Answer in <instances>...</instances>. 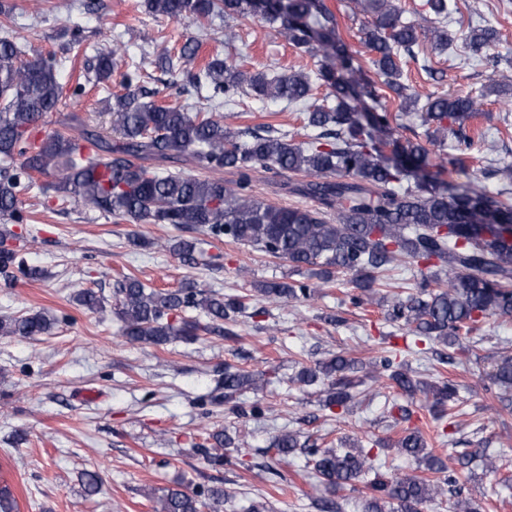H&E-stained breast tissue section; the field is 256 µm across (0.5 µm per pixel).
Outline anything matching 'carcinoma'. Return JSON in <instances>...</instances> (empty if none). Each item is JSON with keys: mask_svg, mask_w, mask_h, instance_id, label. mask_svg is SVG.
I'll use <instances>...</instances> for the list:
<instances>
[{"mask_svg": "<svg viewBox=\"0 0 512 512\" xmlns=\"http://www.w3.org/2000/svg\"><path fill=\"white\" fill-rule=\"evenodd\" d=\"M353 2L354 9L374 16L365 44L375 54L372 65L383 91L401 99L398 112L379 104L377 86L355 78L362 67L336 33L334 16L324 0H223L221 5L216 0H147L150 12L173 20L200 21L220 11L241 17L259 12L278 24L277 32L288 43L314 56L322 53L326 63L318 69L317 79L330 89L336 106L312 105L305 127L314 135L302 144L270 125L235 130L213 112H190L181 105L159 103V91L142 85L137 68L123 74L125 92L113 96L111 130L118 133V140L88 132L83 118L74 112L67 115L63 130L40 137L37 123L56 111L63 98L60 64L52 54L38 53L32 60H23L18 45L1 37L0 214L24 223L27 216L21 196L34 175L51 174L54 189L63 199L88 210L130 224H174L218 240L253 245L288 262L296 272L304 267L318 271L325 284L345 273L351 276L353 288L367 292L380 286L384 273L397 261L421 264L427 273L415 290L392 294L386 310L389 322L409 329L420 341L436 340L452 348L482 319L512 320V193L504 189L491 195L470 184L443 182V169L429 170V146L440 140L427 130L424 144L394 137V123L409 115L416 103L401 83V54L413 55L422 35L431 36L441 48L452 42L447 30L427 26L431 18L448 14L447 0H425L426 13L417 23L403 21L393 0ZM463 39L473 52L480 53L499 40V33L477 27L464 33ZM120 61L117 47L99 52L95 82L109 81ZM503 64L512 65V58L485 57L491 81L487 93L507 92L494 83ZM202 87L217 102L249 92L289 102L311 95L310 79L304 73L247 74L230 58L218 55L194 73L192 87L172 81L171 96ZM479 115L472 98L449 93L430 98L420 115L421 125H433L443 136L456 139L459 154L453 168L458 173L469 169L466 150L472 137L467 122ZM387 146L391 147L389 156L384 152ZM187 160L212 171L232 170L237 180L162 174L154 167L156 162ZM259 169L275 176L287 172L301 176L300 181L288 182V192L313 199L317 207H285L257 199L251 183L252 173ZM169 250L190 261L195 243L177 238ZM18 256L8 237L0 236V271L15 267L30 279L42 277L41 269ZM257 292L278 303L307 300L315 295V288L304 282H271ZM113 296L122 335L132 345L194 340L201 331L211 333L220 329L219 323L235 320L246 308L243 297L208 291L190 280L174 289H159L126 275L116 281ZM75 301L94 312L103 308L104 297L82 288ZM189 310L203 314L207 323L184 317L174 320L173 315ZM57 323V316L44 309L4 316L0 317V336L47 334ZM361 367L397 393L411 399L419 395L430 408H442L437 419L453 414L458 384L414 380L407 365L389 351L363 364L338 354L300 369L292 381L301 385L326 382L323 406L346 410L355 399L351 389L356 382L349 374ZM494 381L501 388H512V358L498 365ZM264 382L262 372L227 367L224 393L213 400L230 403L247 389H260ZM211 437L214 444L205 452L206 461L222 466L224 449L231 447V440L222 431ZM395 445L412 459L415 469L433 477L388 475L363 448H319L300 442L292 432L274 436L265 452L281 461L300 452L334 489L374 473L364 512H421L424 503L448 491L456 496L454 512H477L472 500L457 492L456 470L427 448L420 430H404ZM473 458L489 473L498 469L497 456L484 449L465 453L459 460ZM230 497L221 487L192 492L166 488L155 497L153 512H203Z\"/></svg>", "mask_w": 512, "mask_h": 512, "instance_id": "carcinoma-1", "label": "carcinoma"}]
</instances>
